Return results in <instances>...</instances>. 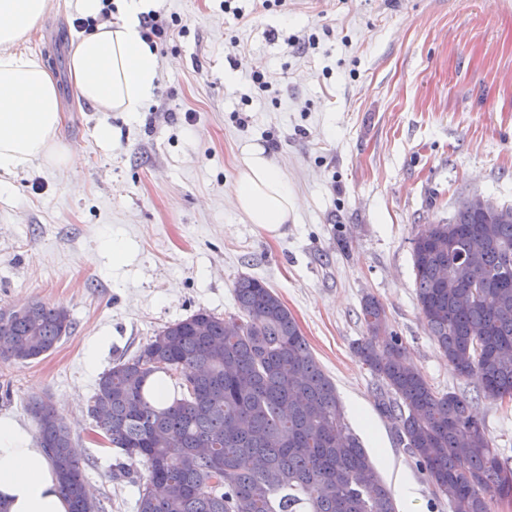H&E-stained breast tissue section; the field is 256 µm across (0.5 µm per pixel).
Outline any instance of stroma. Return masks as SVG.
Here are the masks:
<instances>
[{"label": "stroma", "mask_w": 512, "mask_h": 512, "mask_svg": "<svg viewBox=\"0 0 512 512\" xmlns=\"http://www.w3.org/2000/svg\"><path fill=\"white\" fill-rule=\"evenodd\" d=\"M158 0L186 36L158 44L156 93L137 117L81 103L68 77L69 0H52L26 43L52 71L63 107L60 144L74 165L36 161L0 192V307L64 306L74 330L50 354L0 359V417L30 422L47 395L71 426L87 483L107 512H136L139 486L112 479L118 458L87 402L120 356L165 325L206 309L236 315L233 284L265 280L288 306L336 385L345 422L389 487L415 496L398 512H449L434 499L379 382L354 356L366 296L384 306L408 360L436 391L473 396L419 312L411 240L480 196L512 206V0ZM317 35L298 52L287 37ZM270 85L258 94L250 79ZM111 126L112 141L97 137ZM262 146L288 174L298 209L271 238L231 204L242 147ZM124 241L112 264L107 243ZM474 408L512 460V403Z\"/></svg>", "instance_id": "35a3bbf8"}]
</instances>
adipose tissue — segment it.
Segmentation results:
<instances>
[{"label":"adipose tissue","instance_id":"obj_1","mask_svg":"<svg viewBox=\"0 0 512 512\" xmlns=\"http://www.w3.org/2000/svg\"><path fill=\"white\" fill-rule=\"evenodd\" d=\"M157 0H115L117 18L101 20L102 0H74L95 27L74 33L69 79L81 100L100 112L142 111L157 86L159 61L144 39L140 16ZM52 0H0V174L9 176L40 160L68 164L72 153L58 140L62 124L53 74L24 42ZM235 209L267 236L282 237L296 213L288 176L264 148H243ZM0 501L8 512H69L55 468L29 430L0 417Z\"/></svg>","mask_w":512,"mask_h":512}]
</instances>
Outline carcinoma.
Segmentation results:
<instances>
[{
  "mask_svg": "<svg viewBox=\"0 0 512 512\" xmlns=\"http://www.w3.org/2000/svg\"><path fill=\"white\" fill-rule=\"evenodd\" d=\"M479 259L466 261L473 249ZM420 314L436 347L478 397L512 401V219L467 205L412 239ZM239 331L204 309L163 327L135 355L115 360L97 383L89 413L126 461L147 471L137 512H396L359 439L348 433L336 386L296 319L263 280L233 285ZM365 332L353 353L380 382L379 410L449 512H491L512 500L500 482L512 466L471 412L473 399L439 393L407 357L384 306L366 296ZM74 329L67 309L31 300L0 308V358L36 360ZM182 394L157 398L166 378ZM25 410L47 450L70 512H106L86 493L84 459L48 396Z\"/></svg>",
  "mask_w": 512,
  "mask_h": 512,
  "instance_id": "carcinoma-1",
  "label": "carcinoma"
}]
</instances>
